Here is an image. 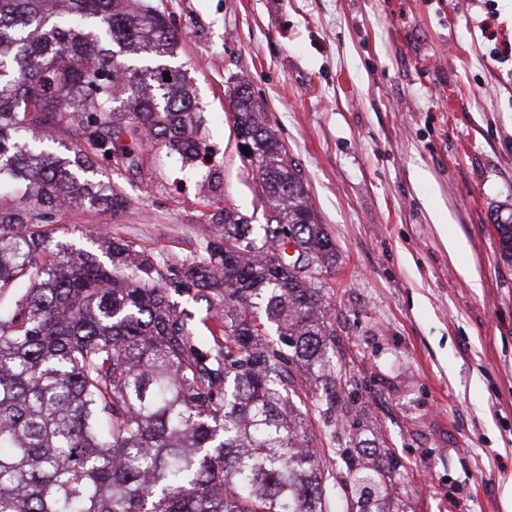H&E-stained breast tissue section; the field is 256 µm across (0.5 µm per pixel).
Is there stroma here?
Returning a JSON list of instances; mask_svg holds the SVG:
<instances>
[{"instance_id":"stroma-1","label":"stroma","mask_w":512,"mask_h":512,"mask_svg":"<svg viewBox=\"0 0 512 512\" xmlns=\"http://www.w3.org/2000/svg\"><path fill=\"white\" fill-rule=\"evenodd\" d=\"M182 40L213 152L192 167L144 152L113 173L124 209L71 207L46 232L101 253L99 231L192 260L233 209L267 199L240 153L228 91L246 80L312 210L336 243L323 307L355 386L342 387L353 457L402 464L386 512H512V0H149ZM491 37H484L482 20ZM456 250H449V243ZM336 476L331 512L352 486Z\"/></svg>"}]
</instances>
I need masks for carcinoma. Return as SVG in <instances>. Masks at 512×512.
<instances>
[{"mask_svg": "<svg viewBox=\"0 0 512 512\" xmlns=\"http://www.w3.org/2000/svg\"><path fill=\"white\" fill-rule=\"evenodd\" d=\"M179 44L142 0H0V179L22 191L0 206V512H328L300 405L315 391L336 443L343 367L319 286L336 243L243 86L229 104L267 198L261 232L226 208L178 265L120 237L104 262L42 231L64 208H121L110 170L140 168L146 144L207 158L187 75L167 64ZM47 120L78 128L66 155ZM495 230L512 260V224ZM186 296L219 301L220 334L200 333ZM400 467L388 448L348 464V512H383Z\"/></svg>", "mask_w": 512, "mask_h": 512, "instance_id": "cac0c4a2", "label": "carcinoma"}]
</instances>
